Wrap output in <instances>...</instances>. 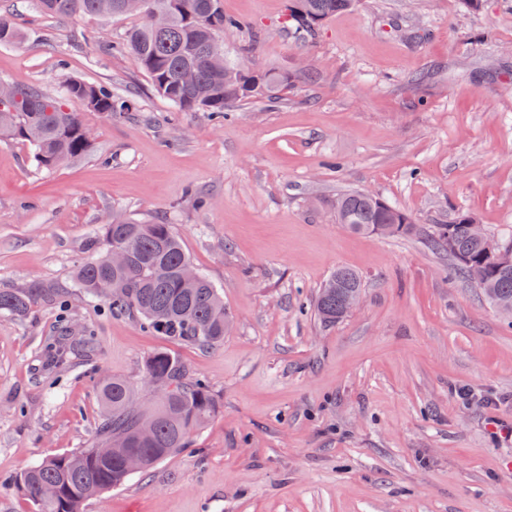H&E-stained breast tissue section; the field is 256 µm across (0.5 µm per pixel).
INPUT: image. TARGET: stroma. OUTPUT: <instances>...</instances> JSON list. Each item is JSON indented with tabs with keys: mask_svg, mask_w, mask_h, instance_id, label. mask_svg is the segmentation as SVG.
Masks as SVG:
<instances>
[{
	"mask_svg": "<svg viewBox=\"0 0 512 512\" xmlns=\"http://www.w3.org/2000/svg\"><path fill=\"white\" fill-rule=\"evenodd\" d=\"M223 3L243 24L221 33L225 60L288 86L218 119L112 53L136 17L0 0L24 35L0 46V79L59 96L74 77L134 102L85 112L90 152L50 172L0 139V284L69 283L121 214L170 225L228 317L209 350L76 291L0 317V512H33L14 478L95 442L102 380L141 385L157 351L219 411L84 512H512V318L421 237L355 234L335 210L367 191L423 229L464 214L512 237V0H359L306 42L286 0ZM339 266L361 300L327 326L310 303Z\"/></svg>",
	"mask_w": 512,
	"mask_h": 512,
	"instance_id": "obj_1",
	"label": "stroma"
}]
</instances>
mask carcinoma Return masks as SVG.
<instances>
[{
	"label": "carcinoma",
	"instance_id": "cac0c4a2",
	"mask_svg": "<svg viewBox=\"0 0 512 512\" xmlns=\"http://www.w3.org/2000/svg\"><path fill=\"white\" fill-rule=\"evenodd\" d=\"M124 0H35L36 8L51 17L80 15L90 19L122 18ZM149 7L171 10L169 24L162 29L142 20L122 34L117 48L144 72L161 97L184 111L202 110L219 115L235 101L273 99L288 77L226 65L235 73L232 81L213 70L209 62L213 38L241 22L224 15L223 0H148ZM356 0H288V21L295 37L306 39L329 18L352 9ZM22 33L0 18V44H17ZM192 81L181 80L183 71ZM39 102L20 105L14 119L0 123V137L18 139L41 170L51 171L85 155L91 143L81 110L100 112L109 118L125 115L129 99L102 86L69 78L64 96L50 95L32 87ZM336 220L354 232L369 234L377 225L384 235H413L418 228L412 218L386 200L366 192L336 196ZM433 250L452 258L460 274L472 279L488 300L496 305L512 303V268L493 269L484 256V243L470 238L466 216L451 224H433L426 234ZM130 246L128 263L112 266V247ZM88 247L98 255L77 266L69 285L34 283L26 288H0V316L22 319L37 307H53L76 288L91 300L107 303L114 313L139 317L143 329L212 349L224 342V301L205 274L188 288L180 272L190 262L181 240L168 224H141L115 218L104 224ZM362 289L358 272L336 268L320 288L314 312L324 323L345 317L348 294ZM145 377L152 380L156 395L150 418L155 421L151 436L139 435L142 415L134 411L142 392L122 378L106 380L100 389L103 415L98 442L115 446L109 456L93 448L47 457L25 469L14 480L34 506V512H83L85 502L102 492L122 486L129 478L124 456L137 450L148 458L144 470L166 457L190 447L192 434L219 410V402L202 380L187 376L174 356L158 351L145 363Z\"/></svg>",
	"mask_w": 512,
	"mask_h": 512
}]
</instances>
